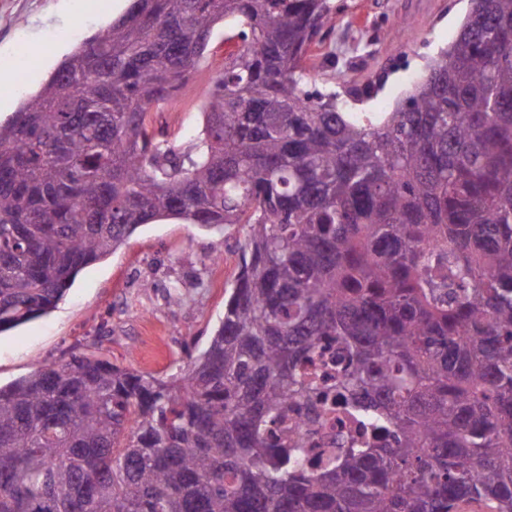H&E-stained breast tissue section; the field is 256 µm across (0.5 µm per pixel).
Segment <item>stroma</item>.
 <instances>
[{
    "label": "stroma",
    "instance_id": "1",
    "mask_svg": "<svg viewBox=\"0 0 512 512\" xmlns=\"http://www.w3.org/2000/svg\"><path fill=\"white\" fill-rule=\"evenodd\" d=\"M337 8L306 62L307 87L326 94L335 74L349 86L372 85L348 99L350 112H388L423 74L428 59L457 36L469 0H334ZM113 20L99 0H0V64L19 78L14 103L37 92L71 52ZM50 50L38 60L34 47ZM230 46L217 26L205 63L172 101L150 116L179 149L203 126L200 89ZM243 225L205 229L179 220L140 228L104 260L85 268L56 308L0 333V386L72 355L160 377L185 375L224 315L239 271Z\"/></svg>",
    "mask_w": 512,
    "mask_h": 512
}]
</instances>
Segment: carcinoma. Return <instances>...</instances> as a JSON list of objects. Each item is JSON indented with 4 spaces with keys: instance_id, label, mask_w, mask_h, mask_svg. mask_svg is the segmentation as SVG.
<instances>
[{
    "instance_id": "cac0c4a2",
    "label": "carcinoma",
    "mask_w": 512,
    "mask_h": 512,
    "mask_svg": "<svg viewBox=\"0 0 512 512\" xmlns=\"http://www.w3.org/2000/svg\"><path fill=\"white\" fill-rule=\"evenodd\" d=\"M331 0H133L0 122V333L49 313L139 228L245 225L224 317L188 374L73 355L0 387V512H512V0L381 118L313 95ZM186 152L146 118L200 67ZM374 441L315 474L271 426L322 395Z\"/></svg>"
}]
</instances>
